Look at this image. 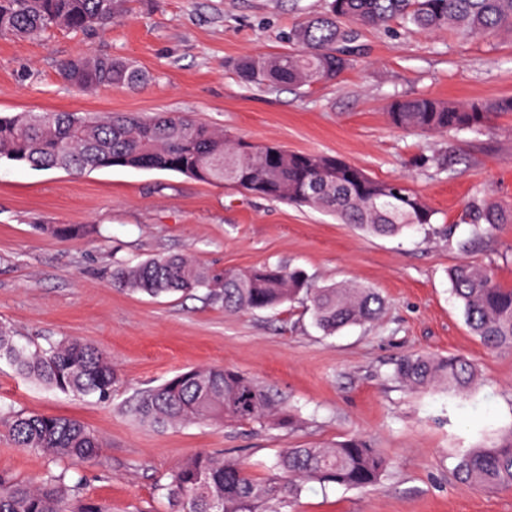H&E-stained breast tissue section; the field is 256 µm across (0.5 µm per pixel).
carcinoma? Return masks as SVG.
<instances>
[{
  "label": "carcinoma",
  "instance_id": "cac0c4a2",
  "mask_svg": "<svg viewBox=\"0 0 512 512\" xmlns=\"http://www.w3.org/2000/svg\"><path fill=\"white\" fill-rule=\"evenodd\" d=\"M125 0H0V37L41 36L54 29L86 31L122 20ZM397 22L425 34L449 31L462 42L512 34V0H327L323 13L299 21L288 34V50L246 56L237 63L240 78L257 87L305 86L335 80L361 55L360 33ZM59 75L73 87L144 86L149 75L114 57L68 58ZM512 113V97L449 102L431 96L393 100L390 124L425 135L467 130L481 135L492 119ZM41 169L83 173L124 167L168 171L203 183L234 185L257 196L322 211L342 224L376 236H396L432 224L433 212L399 180L380 181L364 170L336 164L321 153H299L278 144H257L245 152L240 141L187 113L20 112L0 117V160ZM478 235L482 224L512 223V206L474 203ZM58 238L83 235L78 225L47 227ZM472 335L489 349H512V288L498 285L476 263L448 269ZM115 284L151 297L207 290L237 312L307 306L319 329H341L378 319L384 300L358 282L318 287L302 269L261 265L215 273L178 255H159L112 270ZM0 360L22 376L52 389L100 401L110 398L117 376L112 362L93 346L63 338L46 348L20 343L0 326ZM395 376L411 390L440 388L467 394L477 377L465 357L405 356ZM137 420L164 429L187 423H221L251 428L298 424L288 401L257 378L229 367L193 368L137 395ZM16 447L47 462L94 464L102 444L83 422L54 414L14 412L0 417ZM387 467L380 449L351 439L325 446H291L279 453L273 473L250 474L245 462L196 452L178 462L164 485L171 512H279L307 483L351 488L376 485ZM455 475L467 487L512 488V432L471 448L458 458ZM83 476L47 471L37 484L0 475V512H110L104 504L78 495Z\"/></svg>",
  "mask_w": 512,
  "mask_h": 512
}]
</instances>
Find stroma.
Returning a JSON list of instances; mask_svg holds the SVG:
<instances>
[{"instance_id": "obj_1", "label": "stroma", "mask_w": 512, "mask_h": 512, "mask_svg": "<svg viewBox=\"0 0 512 512\" xmlns=\"http://www.w3.org/2000/svg\"><path fill=\"white\" fill-rule=\"evenodd\" d=\"M326 0H126L101 30L0 37V116L64 112L187 113L253 143L334 155L381 180L399 179L433 210L427 230L368 235L305 206L172 172L114 167L68 173L0 160V325L32 346L63 338L94 345L118 374L108 401L26 379L0 361V416L16 411L81 420L99 436L101 464L81 494L112 512H169L170 470L200 451L239 457L263 478L282 448L357 436L389 467L369 488L307 484L288 512H512V489L468 488L458 456L512 431V350H490L465 324L448 270L468 260L512 288V224L473 239L471 202L512 204V114L493 131L444 137L393 129L386 108L430 95L460 102L512 96V35L460 42L448 33L364 31L363 52L335 81L257 88L236 64L289 47V30ZM125 58L146 71L135 90L83 92L58 75L74 56ZM448 159L438 169L434 156ZM47 224H85L61 240ZM182 255L221 273L263 264L307 271L319 286L357 281L385 310L332 336L305 306L231 312L205 290L156 298L117 288L112 268ZM408 354L461 355L478 369L464 396L410 392L394 377ZM228 366L278 390L292 429L190 424L158 430L133 415L137 392L192 367ZM47 463L0 431V474L38 481Z\"/></svg>"}]
</instances>
